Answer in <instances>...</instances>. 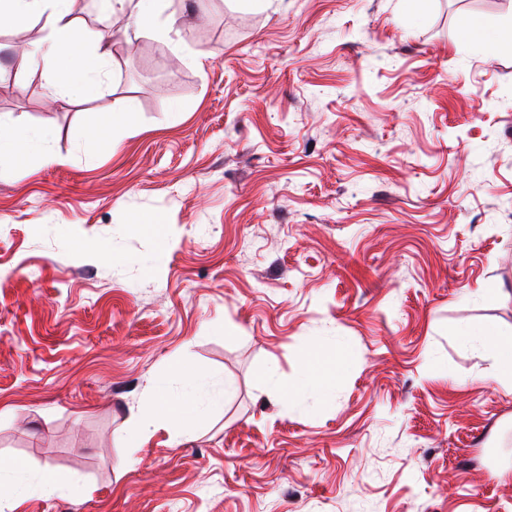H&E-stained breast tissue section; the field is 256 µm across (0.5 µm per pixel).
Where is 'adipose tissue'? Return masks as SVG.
I'll use <instances>...</instances> for the list:
<instances>
[{
  "label": "adipose tissue",
  "instance_id": "1",
  "mask_svg": "<svg viewBox=\"0 0 512 512\" xmlns=\"http://www.w3.org/2000/svg\"><path fill=\"white\" fill-rule=\"evenodd\" d=\"M127 1L132 4L130 17L139 29L163 38L172 31V24L158 22L163 0H101L102 10L112 13L116 6ZM33 21L42 22L44 37L38 54L31 56L28 63L33 67L48 64V90L53 98L68 102L98 94L112 50L100 41L91 49H84L85 34L71 14L70 0H0L1 32ZM52 138L46 129L28 130L0 122V161H18L33 154L43 164H60L62 158L55 152ZM459 335L477 344L492 359L491 382L512 390V336L486 325L460 329ZM350 368L348 354L313 346L302 375L282 387L280 395L291 403L309 392L329 395ZM174 378L182 382V393H172L170 381ZM199 378L193 367L181 363L170 374L154 378L149 386L147 406L133 417L121 435L125 446L142 447L149 429L159 426L169 430L172 440H179L201 415L194 394Z\"/></svg>",
  "mask_w": 512,
  "mask_h": 512
}]
</instances>
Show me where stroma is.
I'll return each mask as SVG.
<instances>
[{"mask_svg":"<svg viewBox=\"0 0 512 512\" xmlns=\"http://www.w3.org/2000/svg\"><path fill=\"white\" fill-rule=\"evenodd\" d=\"M71 11L112 49L91 100L28 66L40 24L0 34V120L65 159L0 165L13 512H512V392L454 334H512V0H164L174 43ZM128 100L135 128L100 147ZM316 344L352 372L283 402ZM181 358L203 417L129 451ZM136 117V107L132 101L124 103L119 112L109 113L103 118L100 125L95 131V137L97 139L105 138L106 134L111 128L117 125L124 127L132 126Z\"/></svg>","mask_w":512,"mask_h":512,"instance_id":"stroma-1","label":"stroma"}]
</instances>
